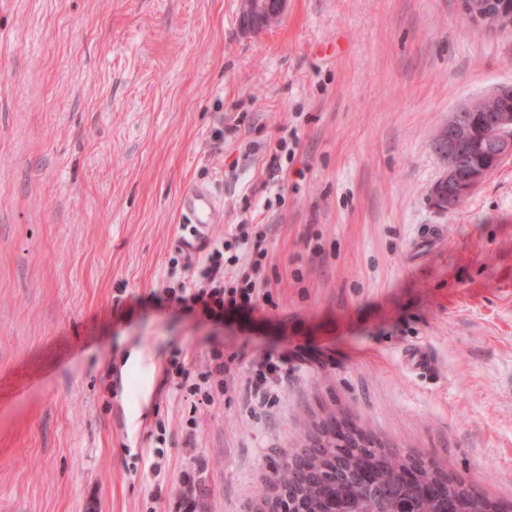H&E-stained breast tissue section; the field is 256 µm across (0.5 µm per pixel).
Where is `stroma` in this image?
I'll return each mask as SVG.
<instances>
[{"mask_svg":"<svg viewBox=\"0 0 512 512\" xmlns=\"http://www.w3.org/2000/svg\"><path fill=\"white\" fill-rule=\"evenodd\" d=\"M240 15L0 0V512H265L330 411L512 501V156L454 211L431 198V139L512 85V31L463 0H287L259 31ZM194 182L221 196L225 255L237 225L270 227L251 320L151 299L185 276ZM424 224L447 237L410 256ZM412 344L430 377L402 368ZM215 350L234 380L198 407L171 362L196 375ZM270 352L288 359L262 400Z\"/></svg>","mask_w":512,"mask_h":512,"instance_id":"obj_1","label":"stroma"}]
</instances>
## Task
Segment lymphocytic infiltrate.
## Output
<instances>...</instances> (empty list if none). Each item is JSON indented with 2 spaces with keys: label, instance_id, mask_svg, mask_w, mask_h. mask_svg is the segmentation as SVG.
Instances as JSON below:
<instances>
[{
  "label": "lymphocytic infiltrate",
  "instance_id": "1",
  "mask_svg": "<svg viewBox=\"0 0 512 512\" xmlns=\"http://www.w3.org/2000/svg\"><path fill=\"white\" fill-rule=\"evenodd\" d=\"M266 237L263 226L253 232L240 229L237 252L229 257L224 254L223 239L206 243L205 254L197 261L185 262L187 275L183 281L161 289L157 302L200 315L217 325L235 316L251 317L270 285L262 264L268 256Z\"/></svg>",
  "mask_w": 512,
  "mask_h": 512
}]
</instances>
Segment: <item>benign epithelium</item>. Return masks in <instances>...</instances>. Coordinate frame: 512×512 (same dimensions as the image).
<instances>
[{
  "mask_svg": "<svg viewBox=\"0 0 512 512\" xmlns=\"http://www.w3.org/2000/svg\"><path fill=\"white\" fill-rule=\"evenodd\" d=\"M287 0H242L241 21L244 27L259 30L276 24ZM465 8L474 14L477 23L494 24L501 29L512 27V7L505 0H487L483 6L465 0ZM492 98L503 100L494 112L485 118L480 135L465 140L460 131L466 127L471 115L485 112L488 100L481 98L448 114V122L433 141V149L446 162L444 181L448 190L436 196L440 210L451 212L461 200L476 189L483 179L506 156H512V87L499 89ZM312 478L307 467L297 469L295 480L278 489L281 498H289L296 487Z\"/></svg>",
  "mask_w": 512,
  "mask_h": 512,
  "instance_id": "1",
  "label": "benign epithelium"
}]
</instances>
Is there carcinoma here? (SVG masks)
I'll use <instances>...</instances> for the list:
<instances>
[{"mask_svg": "<svg viewBox=\"0 0 512 512\" xmlns=\"http://www.w3.org/2000/svg\"><path fill=\"white\" fill-rule=\"evenodd\" d=\"M356 428L364 431L334 413L315 424L307 439L323 442V457L311 464L314 480L293 504L279 501L275 508L331 512L328 504L337 499L344 512H512V503L493 502L481 492L473 495L461 481L450 484L440 471L380 446L371 435L363 445L350 443L346 431ZM342 456L351 463L338 472L334 460Z\"/></svg>", "mask_w": 512, "mask_h": 512, "instance_id": "obj_1", "label": "carcinoma"}]
</instances>
